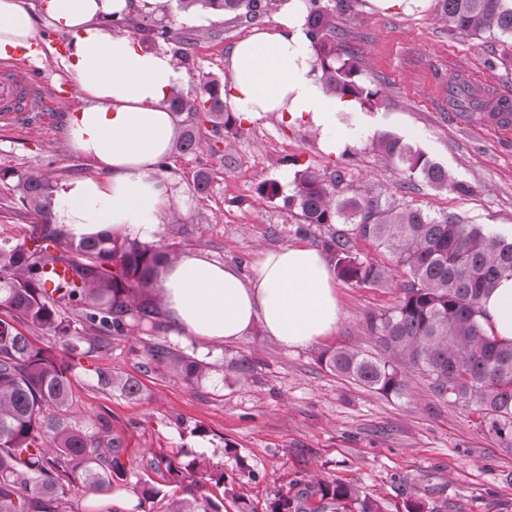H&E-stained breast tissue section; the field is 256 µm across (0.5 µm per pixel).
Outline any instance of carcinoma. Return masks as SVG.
I'll list each match as a JSON object with an SVG mask.
<instances>
[{"instance_id":"cac0c4a2","label":"carcinoma","mask_w":512,"mask_h":512,"mask_svg":"<svg viewBox=\"0 0 512 512\" xmlns=\"http://www.w3.org/2000/svg\"><path fill=\"white\" fill-rule=\"evenodd\" d=\"M285 0H177L187 12L202 10L230 14L253 22ZM441 20L448 33L479 37L497 32L512 39V0H440ZM313 68L326 91L341 99L376 108L387 99L382 87L363 83L359 58L337 40L336 11L344 4L300 0ZM112 24L133 26L153 41L172 39L171 28L148 20L132 0L112 12ZM450 94L468 119L479 112L498 121L512 116V98L476 89L455 78ZM168 103L180 114L188 111L173 153L185 155L203 148L197 123L211 126L212 136L242 131V119L224 100L223 84L204 83L193 99L172 90ZM373 150L393 163L406 179L420 178L430 186L464 193L443 167L401 138L384 133L372 141ZM342 167L321 173L306 167L294 175L293 193L284 199L299 230L343 228L331 233L324 246L335 259L337 275L349 282L382 286L392 267L405 271L402 296L379 314L366 318L379 352L365 354L330 347L321 361L334 373L352 379L384 397L409 395L408 373L428 382L433 397L474 406L479 428L512 451V341L486 331L481 302L505 276H512V238L456 214L434 216L420 207L400 204L370 190L347 194ZM13 191L24 209L39 221L28 238L0 239V512H63L70 486L80 481L97 493L133 487L140 502L161 496V490L131 482L136 470L166 469L178 476L188 471L202 491L190 499L174 500L163 512H221L224 502L203 493L209 483H224V469L195 458L184 470L166 457L134 464L124 456L123 442L112 435L105 417L93 429L72 411L73 361L80 355L104 352L115 336H127L146 322L156 324L159 302L156 284L164 264L176 254L117 234L105 233L79 242L52 219L56 189L47 172L16 176ZM359 237L388 254L393 266L362 259L351 252L350 239ZM58 263L71 268V277L55 280L48 269ZM65 304L77 313L81 331H74L59 314ZM31 323L53 332L62 355L35 346L18 325ZM148 361L197 380L207 367L179 350L152 346ZM97 384L137 398L139 382L112 372H98ZM403 509L434 512L417 492L402 490ZM266 512H391L386 503L360 488L339 481L300 479L278 493Z\"/></svg>"}]
</instances>
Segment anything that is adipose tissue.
<instances>
[{
    "label": "adipose tissue",
    "mask_w": 512,
    "mask_h": 512,
    "mask_svg": "<svg viewBox=\"0 0 512 512\" xmlns=\"http://www.w3.org/2000/svg\"><path fill=\"white\" fill-rule=\"evenodd\" d=\"M126 3L43 4L53 25L75 37L68 67L82 104L69 117V144L107 173L103 179H71L57 197L54 219L78 240L112 230L156 241L167 210L181 202L172 183L157 174L173 146L176 116L167 98L181 75L171 54L98 25L99 17ZM277 22V30L255 33L233 47L225 98L245 119L275 112L289 122H308L320 131L327 152L343 151L361 132L337 127L336 114L346 104L328 94L312 70L295 0H286ZM37 39L32 9L22 0H0V57ZM156 291L184 335L213 342L240 339L258 323L281 344L306 346L328 335L340 318L329 260L303 245L261 252L248 278L232 266L186 255L166 265ZM482 309L487 328L512 340V277L498 282Z\"/></svg>",
    "instance_id": "ef3b65f1"
}]
</instances>
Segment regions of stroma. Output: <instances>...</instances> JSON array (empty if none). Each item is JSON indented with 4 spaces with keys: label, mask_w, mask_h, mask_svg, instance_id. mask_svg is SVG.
Segmentation results:
<instances>
[{
    "label": "stroma",
    "mask_w": 512,
    "mask_h": 512,
    "mask_svg": "<svg viewBox=\"0 0 512 512\" xmlns=\"http://www.w3.org/2000/svg\"><path fill=\"white\" fill-rule=\"evenodd\" d=\"M143 13L168 18L184 42L181 89L195 97L207 77H224L237 42L276 27L275 14L254 23L205 12L185 22L176 0ZM336 23L340 39L362 58L361 78L380 85L387 105L373 110L353 104L338 112L340 124L362 130L346 156L323 149L318 130L304 122L286 123L275 112L244 121L241 133L225 134L221 144L233 158L220 169L208 151L170 155L162 174L184 197L178 223L166 225L160 245L177 255L200 254L251 275L259 249L294 245L321 247L325 227L297 234V222L283 207L297 167L329 171L346 167L348 189L383 193L430 213L451 212L512 237V134L490 129L487 121L463 122L448 104V76L459 73L512 94V68L494 66L505 48L500 35L479 39L452 36L440 19L439 0L396 11L373 0H350ZM39 41L51 48L33 72L42 81L48 111L0 119V238L23 240L34 222L12 191L13 175L49 172L56 187L75 177H102L89 159L73 153L67 123L80 100L71 72L63 66L74 38L39 15ZM389 133L424 152L457 181L466 194L434 189L422 179L405 180L371 148ZM207 171V193L195 185ZM279 183L282 196L271 201L257 193L261 182ZM403 282L394 270L388 284L375 287L336 282L341 310L335 330L306 347H288L254 328L244 338L215 343L176 334L168 316L159 327L144 324L116 336L108 351L83 356L72 378L77 417H107L130 457L167 456L186 448L224 467V481L264 512L279 490L316 474L354 484L383 498L401 501L403 485L432 487L438 512H512V453L477 429L467 407L433 398L425 381L412 375L411 394L389 399L330 371L320 354L330 347L374 351L376 339L366 317L394 306ZM163 344L206 363V377L188 383L169 368L147 364V346ZM257 362L248 379L228 371L232 358ZM136 378L143 395L128 398L99 388L96 370Z\"/></svg>",
    "instance_id": "35a3bbf8"
}]
</instances>
